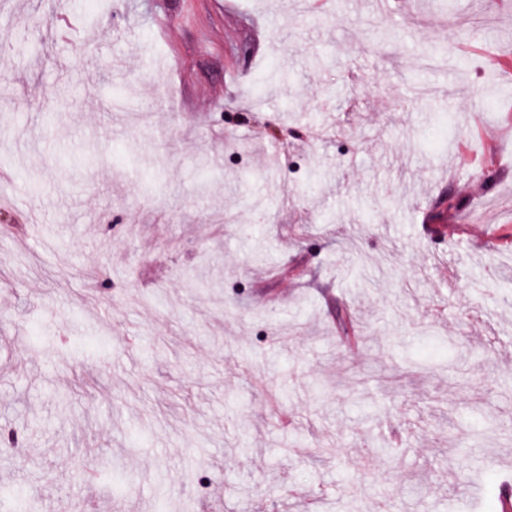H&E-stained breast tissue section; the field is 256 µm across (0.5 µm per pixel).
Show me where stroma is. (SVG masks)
<instances>
[{"mask_svg":"<svg viewBox=\"0 0 512 512\" xmlns=\"http://www.w3.org/2000/svg\"><path fill=\"white\" fill-rule=\"evenodd\" d=\"M509 60L512 0H0V171L27 175L0 190V486L485 512L512 475Z\"/></svg>","mask_w":512,"mask_h":512,"instance_id":"stroma-1","label":"stroma"}]
</instances>
